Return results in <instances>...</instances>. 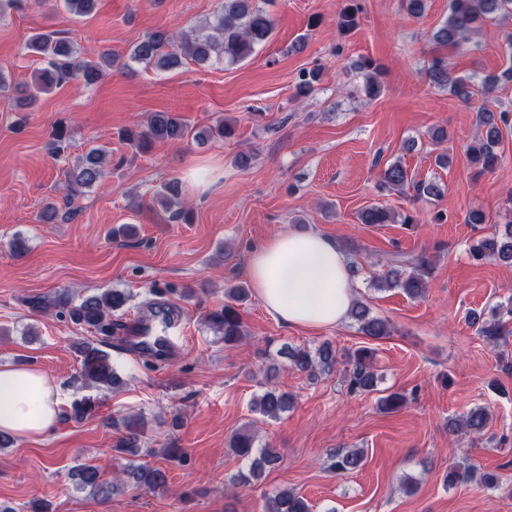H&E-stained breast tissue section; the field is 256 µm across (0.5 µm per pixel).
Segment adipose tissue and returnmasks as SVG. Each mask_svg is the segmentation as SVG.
Here are the masks:
<instances>
[{"mask_svg": "<svg viewBox=\"0 0 512 512\" xmlns=\"http://www.w3.org/2000/svg\"><path fill=\"white\" fill-rule=\"evenodd\" d=\"M246 276L266 311L289 327L323 329L347 320L352 282L336 241L317 232L268 238ZM59 415L55 380L34 367L0 364V432L20 440L51 430Z\"/></svg>", "mask_w": 512, "mask_h": 512, "instance_id": "1", "label": "adipose tissue"}]
</instances>
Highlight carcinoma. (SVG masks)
<instances>
[{
	"mask_svg": "<svg viewBox=\"0 0 512 512\" xmlns=\"http://www.w3.org/2000/svg\"><path fill=\"white\" fill-rule=\"evenodd\" d=\"M64 10L76 17L91 15L97 0H55ZM220 6L212 18L203 25L205 32L183 31L174 35L158 29L138 41L129 59L138 64L151 66L159 71L171 70L182 64V58L192 59L197 64H210L223 61L229 65L239 63L265 43L272 35L274 22L270 14L259 8L255 0H219ZM499 14H512V0H449L448 18L433 32L432 39L441 47L458 46L476 34L483 20ZM27 49L39 55L44 67L39 70L38 78L32 84L18 85L8 79L4 67L0 66V96L11 95L17 105L30 106L39 96L54 88L78 80L90 86L103 76L104 69L112 65L111 55L103 52L99 61L87 62L77 59V49L67 38L57 31H43L35 34L27 43ZM365 74V93L371 99L381 93L378 81L379 67L371 59L362 62ZM319 69L304 71L295 84L294 97L306 99L315 90V84L321 81ZM430 83L449 89L451 94L466 105H474L477 88L490 94L502 82H512V64L497 75L476 76L455 75L448 60L442 57L432 59L426 70ZM478 116V131L466 146V156L471 167L483 172L492 169L499 160L497 148L500 144L501 127L509 122V113L485 102L475 105ZM121 138L140 152L148 150L154 141L204 140V135L196 132L177 114L172 112H153L143 129H123ZM108 163L106 152L99 148L90 149L76 166L72 174L74 181L84 187H91L104 175ZM382 185L387 189L412 188L415 195L436 196L440 193L432 183L417 181L409 175L401 162L395 161L386 166L382 173ZM182 186L177 180L162 185L154 196L156 203L169 214L173 222L191 221V213L181 205ZM363 224H391L394 216L385 208L371 206L361 211ZM504 234L484 237L470 247L471 257L476 261L494 260L512 265V218L504 225ZM397 266L383 274L373 277V285L378 290L398 288L411 298L420 297L426 288L427 278L432 272V263L424 253L415 256H398ZM228 302L221 309L211 311L206 316L208 326L224 339V346L232 347L241 341L243 325L235 303L248 297L246 288L231 287L225 291ZM129 295L116 288L88 295L79 300L66 291L56 293L50 299H42L36 305L49 311L55 310L61 316H67L76 324L93 328L103 336H110L116 326L112 313L122 310ZM351 317L359 324L360 331L372 338L380 339L389 335L388 322L371 314L370 309L361 304H353ZM472 323L478 325V334L493 343L501 339V311L494 308L491 319L481 320V316L472 315ZM82 363L80 380L86 386L97 388H116L121 378L105 352L87 345L81 350ZM286 357L292 367L300 372H315L320 367L331 369L337 363L336 349L324 343L314 352L291 347ZM346 370V386L349 394H362L375 390L379 381L374 365V350L361 347L343 354ZM295 397L286 390L271 389L252 402V411L263 417L277 419L294 404ZM489 420V413L483 408H475L464 414L453 430L462 427L467 432L481 433ZM122 432L114 450L132 456L139 455L141 441L144 438L143 419L140 416H128L116 423ZM255 439L250 433L238 435L232 448L238 456L248 459L254 454ZM279 456L272 448H263L260 457L253 460L249 473L239 472L231 477L233 484H249L259 477L265 465H273ZM365 464L364 454L360 450L338 452L331 458L330 468L338 474L352 473ZM126 472L129 482L151 489L160 490L167 485V475L159 467L143 464H129ZM72 477L77 486L98 491H110L116 488L113 483L102 480V471L96 465H83L77 468ZM472 478L468 466H451L445 481L449 485L464 483ZM265 512H310L307 501L290 489H282L266 497Z\"/></svg>",
	"mask_w": 512,
	"mask_h": 512,
	"instance_id": "1",
	"label": "carcinoma"
}]
</instances>
